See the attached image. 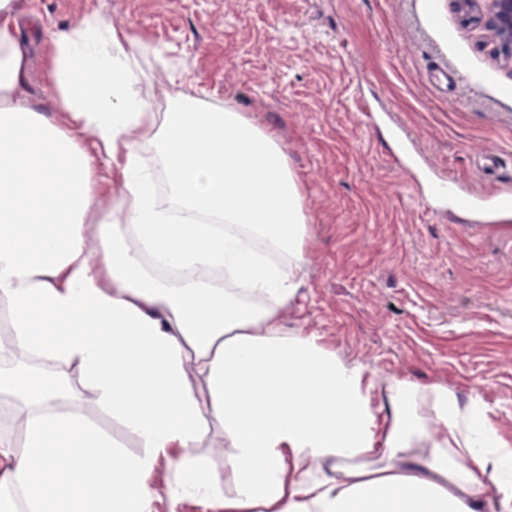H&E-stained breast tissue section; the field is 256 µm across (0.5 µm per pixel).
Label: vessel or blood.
Listing matches in <instances>:
<instances>
[{"label": "vessel or blood", "instance_id": "1", "mask_svg": "<svg viewBox=\"0 0 512 512\" xmlns=\"http://www.w3.org/2000/svg\"><path fill=\"white\" fill-rule=\"evenodd\" d=\"M395 147L390 157L394 165L407 174L413 186L424 189V202L433 212L445 213L455 208H463L467 215V230L474 235L481 234L498 222L506 200L512 193L479 192L456 184L435 175L426 166L419 147L409 129L403 125L394 127Z\"/></svg>", "mask_w": 512, "mask_h": 512}]
</instances>
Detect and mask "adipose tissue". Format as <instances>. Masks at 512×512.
<instances>
[{"instance_id":"ef3b65f1","label":"adipose tissue","mask_w":512,"mask_h":512,"mask_svg":"<svg viewBox=\"0 0 512 512\" xmlns=\"http://www.w3.org/2000/svg\"><path fill=\"white\" fill-rule=\"evenodd\" d=\"M18 13L0 0V507L512 512V437L478 390L286 326L311 234L276 133L153 94L149 43L94 12L47 38L42 108Z\"/></svg>"}]
</instances>
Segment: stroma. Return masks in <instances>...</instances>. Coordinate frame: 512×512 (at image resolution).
<instances>
[{
	"instance_id": "35a3bbf8",
	"label": "stroma",
	"mask_w": 512,
	"mask_h": 512,
	"mask_svg": "<svg viewBox=\"0 0 512 512\" xmlns=\"http://www.w3.org/2000/svg\"><path fill=\"white\" fill-rule=\"evenodd\" d=\"M26 96L50 105L46 30L95 12L148 38L152 84L233 106L275 131L305 193L312 239L288 326L322 336L383 374L478 389L512 433V219L477 237L429 210L392 163L381 100L428 162L457 182L512 187V67L452 0H20ZM448 71V89L428 72ZM500 164L484 176L488 147Z\"/></svg>"
}]
</instances>
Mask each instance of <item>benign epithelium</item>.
<instances>
[{"instance_id":"1","label":"benign epithelium","mask_w":512,"mask_h":512,"mask_svg":"<svg viewBox=\"0 0 512 512\" xmlns=\"http://www.w3.org/2000/svg\"><path fill=\"white\" fill-rule=\"evenodd\" d=\"M467 24L493 34L491 54L512 63V0H454Z\"/></svg>"}]
</instances>
